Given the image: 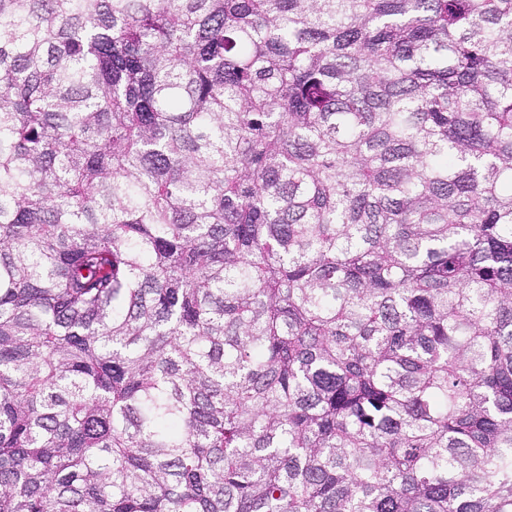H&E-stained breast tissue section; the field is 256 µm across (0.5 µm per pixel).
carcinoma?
<instances>
[{"mask_svg":"<svg viewBox=\"0 0 512 512\" xmlns=\"http://www.w3.org/2000/svg\"><path fill=\"white\" fill-rule=\"evenodd\" d=\"M0 512H512V0H0Z\"/></svg>","mask_w":512,"mask_h":512,"instance_id":"cac0c4a2","label":"carcinoma"}]
</instances>
